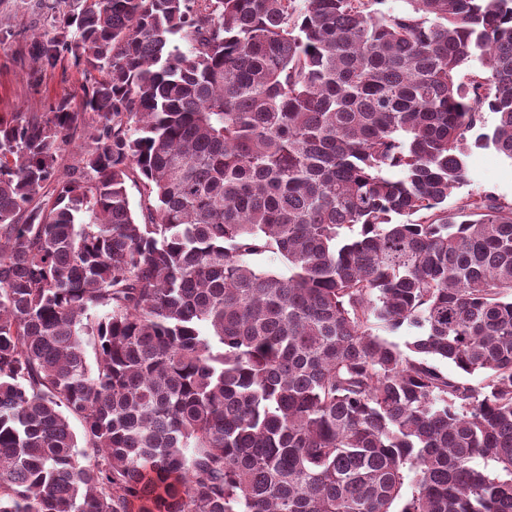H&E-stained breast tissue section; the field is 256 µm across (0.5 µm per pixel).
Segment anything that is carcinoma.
<instances>
[{
  "label": "carcinoma",
  "instance_id": "carcinoma-1",
  "mask_svg": "<svg viewBox=\"0 0 512 512\" xmlns=\"http://www.w3.org/2000/svg\"><path fill=\"white\" fill-rule=\"evenodd\" d=\"M380 2L49 6L85 83L0 114V512H512V201L448 207L512 159V0ZM465 157L466 181L448 195V207L462 197L485 192L495 193L500 198L512 200V160L498 153L493 147L474 145V137Z\"/></svg>",
  "mask_w": 512,
  "mask_h": 512
}]
</instances>
